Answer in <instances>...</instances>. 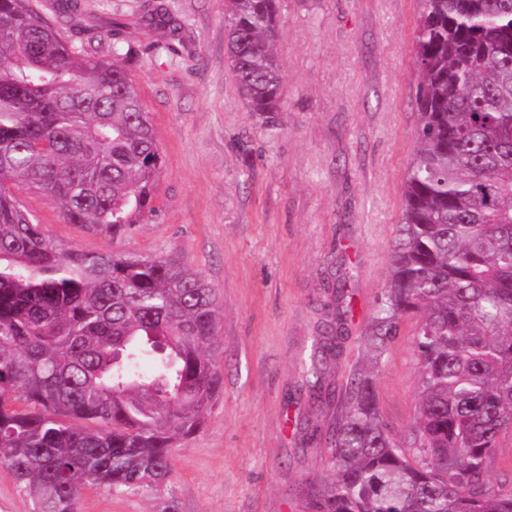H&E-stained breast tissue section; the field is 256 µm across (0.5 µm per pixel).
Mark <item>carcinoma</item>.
<instances>
[{"label":"carcinoma","instance_id":"cac0c4a2","mask_svg":"<svg viewBox=\"0 0 512 512\" xmlns=\"http://www.w3.org/2000/svg\"><path fill=\"white\" fill-rule=\"evenodd\" d=\"M278 16L279 0L224 3L229 69L268 119L284 105ZM414 40L416 149L368 340L416 318L420 458L355 379L314 512H512V488L486 478L512 430V0H420ZM163 165L118 50L100 60L29 0H0V465L34 512H77L89 487L160 490L223 388L204 277L172 256L65 248L19 199L40 192L123 241L155 213ZM335 344L319 339L313 375Z\"/></svg>","mask_w":512,"mask_h":512}]
</instances>
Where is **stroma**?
I'll use <instances>...</instances> for the list:
<instances>
[{"label": "stroma", "mask_w": 512, "mask_h": 512, "mask_svg": "<svg viewBox=\"0 0 512 512\" xmlns=\"http://www.w3.org/2000/svg\"><path fill=\"white\" fill-rule=\"evenodd\" d=\"M35 2L74 47L105 60L131 50L164 168L155 214L117 245L64 223L43 194L22 202L64 247L179 256L222 312L223 388L175 444L167 486L87 488L78 512H313L351 380L372 375L400 445L419 404L414 318L382 353L368 344L416 146L418 0H280L284 109L270 122L246 110L227 67L224 0H79L67 17ZM162 3L171 21L155 19ZM328 331L340 347L317 400L309 355Z\"/></svg>", "instance_id": "1"}]
</instances>
